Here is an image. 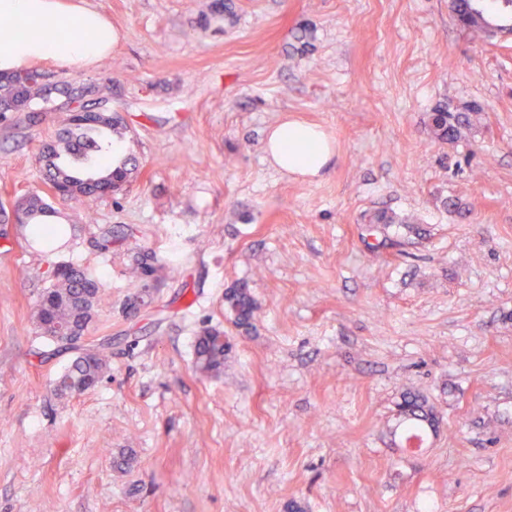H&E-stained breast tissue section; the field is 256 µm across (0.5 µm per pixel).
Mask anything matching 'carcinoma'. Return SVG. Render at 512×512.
Here are the masks:
<instances>
[{"mask_svg":"<svg viewBox=\"0 0 512 512\" xmlns=\"http://www.w3.org/2000/svg\"><path fill=\"white\" fill-rule=\"evenodd\" d=\"M478 7L482 14L464 25L475 40L489 37L494 26L512 22V0H491L489 5L482 0ZM60 94L76 102V107L66 115L55 139L42 148L40 160L45 168V184L59 186L62 198L75 201L101 198L107 187L124 186L132 174L128 168L131 158L112 166V140H121L126 134L123 118L107 110H100L89 119L81 118L86 106L104 94V89L94 83L70 87L37 70L0 75V109L5 112H28L37 119L44 112L55 111ZM466 123H470L469 117L459 118L440 110L431 115L429 128L433 138L443 140L456 136ZM15 212L19 223L41 225L45 243L57 237L53 219L58 217V211L46 194L40 191L26 194L17 202ZM53 269L37 303L35 320L40 335L57 344L58 349L67 350L65 340L54 335L55 326H66L73 336L83 335L94 319L103 285L87 268L72 261H60ZM224 310L235 325L248 326L254 318L256 304L248 288L234 286L224 293ZM219 334L216 328H206L196 338L194 364L203 376H217L224 370L225 348L215 340ZM72 351L74 358L58 377L67 385L65 389L57 388L62 394L94 389L107 370V361L98 350L74 347ZM398 412L405 414L400 420L404 439L423 442L425 423L433 418V407L423 396L409 391L404 393Z\"/></svg>","mask_w":512,"mask_h":512,"instance_id":"1","label":"carcinoma"}]
</instances>
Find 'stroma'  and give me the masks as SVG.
Wrapping results in <instances>:
<instances>
[{"instance_id": "stroma-1", "label": "stroma", "mask_w": 512, "mask_h": 512, "mask_svg": "<svg viewBox=\"0 0 512 512\" xmlns=\"http://www.w3.org/2000/svg\"><path fill=\"white\" fill-rule=\"evenodd\" d=\"M92 2L121 44L53 74L109 83L138 168L54 200L43 246L12 207L64 115L0 112V512H512V41H472L449 0ZM474 107L431 140L432 112ZM286 118L331 140L322 176L268 161ZM384 211L421 236L367 246ZM66 260L103 284L85 342L109 370L79 396L34 318ZM242 283L246 330L224 312ZM207 327L217 377L194 367ZM409 390L441 418L419 445L394 433ZM224 310L237 326H248L254 318L256 304L245 286L228 288L224 293ZM221 333L216 328H206L197 336L194 345L196 371L206 377L218 376L224 370V345L218 344L215 336Z\"/></svg>"}]
</instances>
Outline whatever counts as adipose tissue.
<instances>
[{
  "mask_svg": "<svg viewBox=\"0 0 512 512\" xmlns=\"http://www.w3.org/2000/svg\"><path fill=\"white\" fill-rule=\"evenodd\" d=\"M119 42L118 29L89 0H0V73L91 68ZM264 150L283 172L311 178L334 156L323 131L294 120L272 126Z\"/></svg>",
  "mask_w": 512,
  "mask_h": 512,
  "instance_id": "1",
  "label": "adipose tissue"
}]
</instances>
